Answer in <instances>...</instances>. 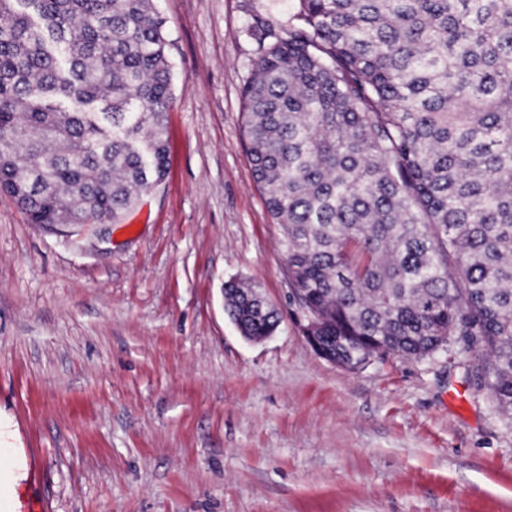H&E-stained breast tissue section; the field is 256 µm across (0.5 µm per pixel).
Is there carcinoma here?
Masks as SVG:
<instances>
[{
  "mask_svg": "<svg viewBox=\"0 0 512 512\" xmlns=\"http://www.w3.org/2000/svg\"><path fill=\"white\" fill-rule=\"evenodd\" d=\"M252 16L251 170L288 281L352 369L469 337L512 422V0H295ZM153 0H0V192L31 224L114 223L166 172ZM245 336L279 317L227 284Z\"/></svg>",
  "mask_w": 512,
  "mask_h": 512,
  "instance_id": "obj_1",
  "label": "carcinoma"
}]
</instances>
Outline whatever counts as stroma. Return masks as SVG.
Segmentation results:
<instances>
[{"label": "stroma", "instance_id": "35a3bbf8", "mask_svg": "<svg viewBox=\"0 0 512 512\" xmlns=\"http://www.w3.org/2000/svg\"><path fill=\"white\" fill-rule=\"evenodd\" d=\"M174 102L164 179L114 224L0 194V512H512V425L462 345L352 372L303 338L241 91L256 13L155 0ZM277 331L244 339L224 284Z\"/></svg>", "mask_w": 512, "mask_h": 512}]
</instances>
